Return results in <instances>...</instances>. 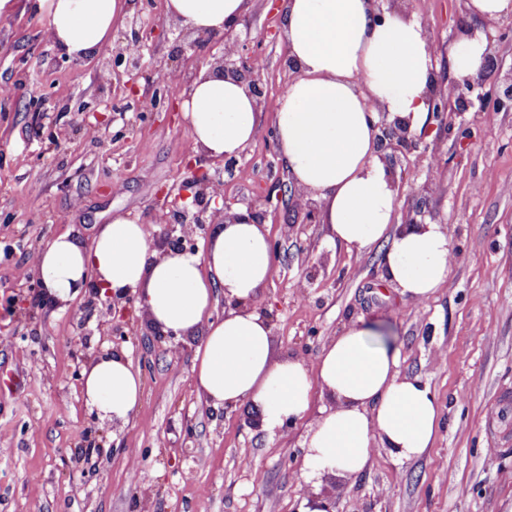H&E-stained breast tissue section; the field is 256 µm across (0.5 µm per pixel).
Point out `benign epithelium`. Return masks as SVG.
Returning a JSON list of instances; mask_svg holds the SVG:
<instances>
[{"mask_svg": "<svg viewBox=\"0 0 512 512\" xmlns=\"http://www.w3.org/2000/svg\"><path fill=\"white\" fill-rule=\"evenodd\" d=\"M128 30L115 49L112 50V72L119 77H127L126 86L129 89L135 111L146 112L148 106L136 99V84L141 78L152 83L157 90L163 89V83L158 77L159 70L147 69L143 63L145 52L149 48V42L153 38L166 32L163 23L143 16V9L137 12L127 23ZM216 33L201 31L196 38L188 41L184 35H179V51L196 50L198 46L215 37ZM224 40L233 42V49L225 52L221 60L219 70L226 76H232L247 83L249 92L262 102L264 95L261 84V69L257 62V52L248 43H240L232 40V31H224ZM135 46L136 51H130V46ZM512 105V73L508 74L504 82L495 92L494 105L500 107ZM430 111L440 121L451 124L454 111L448 104V90L432 87L429 92ZM381 134L379 135L382 150L393 152L407 149L414 145L410 138L407 124L400 118L389 119V113H380V121L377 124ZM239 160H224V169L210 172L205 168L193 171L189 182L184 186L186 193L172 194L164 192L165 212L159 215L160 224H205L217 216L218 211L210 209L213 199L219 195L218 189L223 185V172L236 168Z\"/></svg>", "mask_w": 512, "mask_h": 512, "instance_id": "1", "label": "benign epithelium"}]
</instances>
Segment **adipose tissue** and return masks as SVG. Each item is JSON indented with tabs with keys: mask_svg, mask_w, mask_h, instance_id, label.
Listing matches in <instances>:
<instances>
[{
	"mask_svg": "<svg viewBox=\"0 0 512 512\" xmlns=\"http://www.w3.org/2000/svg\"><path fill=\"white\" fill-rule=\"evenodd\" d=\"M49 34L64 55H95L112 40L129 0H36ZM477 24L450 51L459 77L477 75L487 50L485 22L512 14V0H468ZM249 0H167L173 19L190 29L236 26ZM281 32L296 77L279 97L278 151L294 185L317 203L328 239L349 254L385 240L384 280L413 303L428 302L449 278L454 255L445 225H393L397 191L380 159L375 125L382 112L411 132L428 122L433 54L416 15H377L373 0H285ZM183 118L195 151L240 157L254 139L259 106L240 80L200 72L190 83ZM33 268L46 295L67 303L95 279L115 297L133 293L163 333L202 331L193 362L197 392L214 408L249 403L266 429L305 419L314 391L332 405L304 440L311 475L362 473L375 448L397 458L421 456L440 429L429 384L400 372L397 348L372 342L371 327L352 323L325 344L315 365L297 355L275 357L272 325L257 310L274 274L265 225L247 210L214 224L204 253L154 250L145 225L124 216L101 225L91 246L64 233L38 249ZM224 299V316L211 310ZM84 400L99 416L127 421L142 401L143 382L126 351L104 355L84 371Z\"/></svg>",
	"mask_w": 512,
	"mask_h": 512,
	"instance_id": "obj_1",
	"label": "adipose tissue"
}]
</instances>
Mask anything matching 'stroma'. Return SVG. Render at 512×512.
Segmentation results:
<instances>
[{
	"label": "stroma",
	"instance_id": "obj_1",
	"mask_svg": "<svg viewBox=\"0 0 512 512\" xmlns=\"http://www.w3.org/2000/svg\"><path fill=\"white\" fill-rule=\"evenodd\" d=\"M467 0H399L434 45V81L451 86L448 54L471 25ZM171 33L152 42L148 67L176 69L156 93L137 82L151 112L128 110L112 74V49L61 57L31 0L0 15V512H512V109L467 106L451 125L433 122L415 149L386 159L399 191L398 223L418 211L446 225L454 262L427 304L383 285L379 241L349 255L325 224L274 202L264 219L274 274L260 302L276 355L315 362L323 345L357 319L378 322L401 352L403 375L426 380L440 430L420 457L377 449L363 473L342 477L302 469L309 422L270 431L250 405L214 409L193 385L200 336L158 333L136 300L107 301L86 288L59 308L34 278L32 258L70 233L91 244L98 225L123 215L145 224L153 249L172 248L157 223L159 188H180L214 160L195 151L181 104L199 71L217 68L224 42L177 53L165 0L147 7ZM493 70L478 76L494 92L512 71V15L486 22ZM237 33L261 55L264 99L258 132L219 204L238 209L291 186L274 139L278 99L294 77L272 0H252ZM100 121L90 128L87 107ZM124 347L144 383L126 422L86 407L81 373L107 347ZM152 477L128 481L131 457Z\"/></svg>",
	"mask_w": 512,
	"mask_h": 512
}]
</instances>
